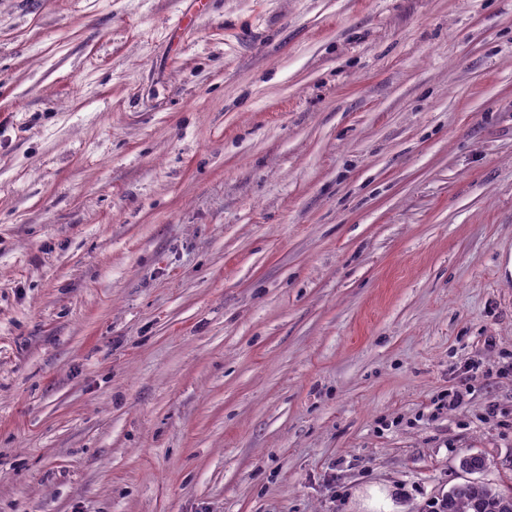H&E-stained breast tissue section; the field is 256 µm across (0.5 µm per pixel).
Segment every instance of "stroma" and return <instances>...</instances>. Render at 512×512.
<instances>
[{
    "mask_svg": "<svg viewBox=\"0 0 512 512\" xmlns=\"http://www.w3.org/2000/svg\"><path fill=\"white\" fill-rule=\"evenodd\" d=\"M511 254L512 0H0V512L512 487Z\"/></svg>",
    "mask_w": 512,
    "mask_h": 512,
    "instance_id": "1",
    "label": "stroma"
}]
</instances>
